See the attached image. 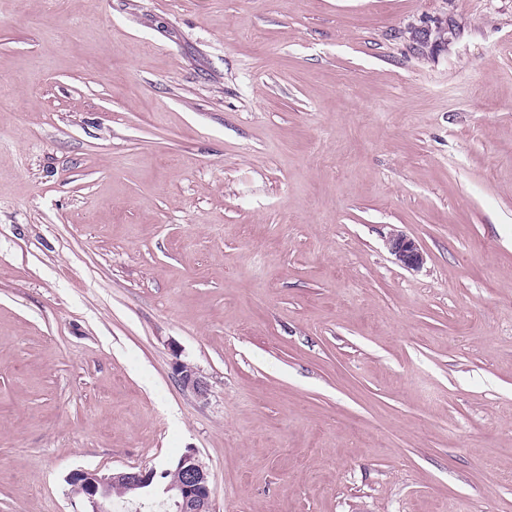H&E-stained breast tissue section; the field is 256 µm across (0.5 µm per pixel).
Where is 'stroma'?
I'll list each match as a JSON object with an SVG mask.
<instances>
[{"label":"stroma","mask_w":512,"mask_h":512,"mask_svg":"<svg viewBox=\"0 0 512 512\" xmlns=\"http://www.w3.org/2000/svg\"><path fill=\"white\" fill-rule=\"evenodd\" d=\"M0 88V512H512V0H0ZM389 252L397 263L406 269H418L424 263V253L417 241L402 233L391 234L386 239ZM180 385L194 393L198 398H205L208 395V384L200 375L197 369L186 363H177L174 369ZM172 466L181 480L165 485V498L159 501L160 506L169 512H215L209 472L198 451L188 448ZM175 473L169 474L166 480L176 479ZM155 468L139 467L131 468L125 471L101 473L100 471L91 470H74L67 477L68 483L72 489L86 501L90 510L85 512H112L111 499L114 500L127 499L129 492L134 497L139 496L146 488H154V480L157 478ZM121 482V483H113ZM113 483V484H112ZM115 496V498H114Z\"/></svg>","instance_id":"stroma-1"}]
</instances>
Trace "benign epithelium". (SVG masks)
<instances>
[{"mask_svg": "<svg viewBox=\"0 0 512 512\" xmlns=\"http://www.w3.org/2000/svg\"><path fill=\"white\" fill-rule=\"evenodd\" d=\"M386 246L397 263L406 269H418L424 263V253L419 243L402 233L390 235L386 239ZM174 374L184 389L199 398L208 395V384L194 367L178 363ZM174 468L181 480L165 485L160 506L167 512H215L209 472L198 451L187 449L174 463ZM156 478V469L147 467L110 473L79 469L70 472L67 481L84 498L89 506L88 512H112V483H123L137 497L145 489L155 487Z\"/></svg>", "mask_w": 512, "mask_h": 512, "instance_id": "7a95c632", "label": "benign epithelium"}]
</instances>
